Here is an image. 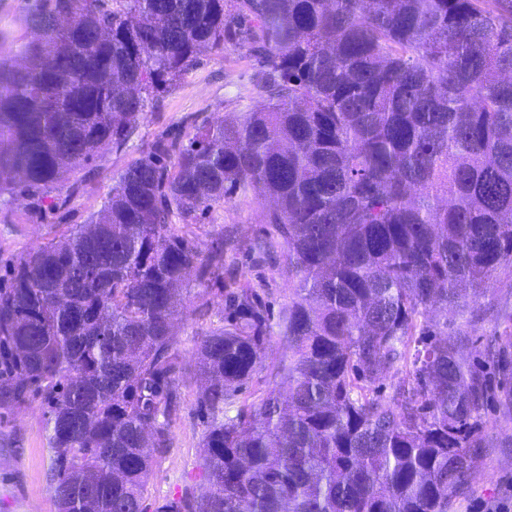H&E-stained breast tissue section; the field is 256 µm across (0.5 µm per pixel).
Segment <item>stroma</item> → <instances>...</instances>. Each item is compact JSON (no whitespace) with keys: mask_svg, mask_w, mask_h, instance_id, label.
I'll use <instances>...</instances> for the list:
<instances>
[{"mask_svg":"<svg viewBox=\"0 0 512 512\" xmlns=\"http://www.w3.org/2000/svg\"><path fill=\"white\" fill-rule=\"evenodd\" d=\"M32 0H0V47L9 48L28 28ZM252 62L227 50L203 51L183 79L172 86L147 115L138 136L124 149L104 146L91 174L65 175L63 187L76 193L63 210L35 211L27 199L0 211V276L32 248L84 223L99 210L121 171L138 160L152 142L175 131L192 116L212 121L259 105L252 85ZM273 204L239 196L214 207L205 223L177 225L201 253L224 240L235 258L234 276L264 297L272 315H281L295 286L285 263L282 240L268 214ZM222 301L189 275L175 347L183 364L180 407L170 428V449L149 475L148 499L160 502L192 489H209L201 468L205 425L197 412L203 381L197 371L198 343L223 326ZM437 330L491 380L489 397L478 416L483 440L475 449L470 481L452 499L450 512H512V266L503 265L479 293L463 292L459 310H437ZM46 418L40 399L0 406V512H58L50 488Z\"/></svg>","mask_w":512,"mask_h":512,"instance_id":"stroma-1","label":"stroma"}]
</instances>
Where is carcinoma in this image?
I'll list each match as a JSON object with an SVG mask.
<instances>
[{
  "label": "carcinoma",
  "instance_id": "1",
  "mask_svg": "<svg viewBox=\"0 0 512 512\" xmlns=\"http://www.w3.org/2000/svg\"><path fill=\"white\" fill-rule=\"evenodd\" d=\"M0 54V207L129 144L205 49L262 103L159 138L102 208L0 286V391L40 397L58 512H448L485 378L430 313L512 265V0H44ZM297 279L274 322L176 224L237 195ZM226 294L198 348L210 484L151 508L189 270ZM279 338L274 387L239 403ZM406 373L390 399L375 384Z\"/></svg>",
  "mask_w": 512,
  "mask_h": 512
}]
</instances>
